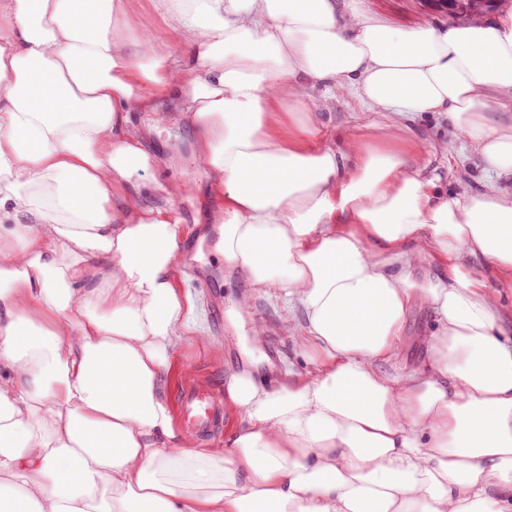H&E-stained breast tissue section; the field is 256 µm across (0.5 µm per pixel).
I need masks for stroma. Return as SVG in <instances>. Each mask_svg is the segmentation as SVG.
Wrapping results in <instances>:
<instances>
[{
  "mask_svg": "<svg viewBox=\"0 0 512 512\" xmlns=\"http://www.w3.org/2000/svg\"><path fill=\"white\" fill-rule=\"evenodd\" d=\"M355 9L378 16L398 28L414 27L426 22L448 23L447 10L434 9L430 0H352ZM132 125L141 131L146 145L158 159L157 168L138 173L136 182L142 189L144 199L159 203L154 190L159 181H183L191 186L188 196L178 200L182 216L184 239H192L201 231L204 214L211 205V190L195 164L196 139L192 127L186 125L178 112H170L164 123H155L152 113L134 111L130 114ZM325 123L320 136L328 144L343 148L347 136L353 132L357 113L344 96L330 101L323 115ZM415 129L426 139L447 137L448 157L444 164L448 168L449 194L462 196L482 190L488 174L478 155L464 149L460 139L448 137V123L435 113H427L414 122ZM213 280L219 286L212 294L224 308V333L210 332L201 309H194L192 326L205 335L206 345L188 343L180 347L170 361V375L167 386L169 399H176L181 387L205 381L216 389H223L225 380L231 374L246 372L266 384H276L287 374L311 375L318 369L321 359L315 351L304 352L295 342L280 331L284 319L304 323L305 318L299 307L288 306L281 292L271 288H249L246 280L238 273L225 269L218 257H211L207 263ZM250 295L251 304L246 312H239L238 301L243 295ZM264 331L261 343H253L254 328ZM434 329V319L423 306H414L409 312L403 329V345L397 358L385 362L383 371L402 376L426 366L431 351L424 343V336ZM279 349V363H271L267 353Z\"/></svg>",
  "mask_w": 512,
  "mask_h": 512,
  "instance_id": "35a3bbf8",
  "label": "stroma"
}]
</instances>
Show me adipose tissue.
Here are the masks:
<instances>
[{"label": "adipose tissue", "instance_id": "adipose-tissue-1", "mask_svg": "<svg viewBox=\"0 0 512 512\" xmlns=\"http://www.w3.org/2000/svg\"><path fill=\"white\" fill-rule=\"evenodd\" d=\"M0 0V512H512V338L472 258L512 275V12L396 28L344 0ZM344 93L373 121L320 142ZM196 132L226 269L279 290L323 359L224 393L223 449L175 430L172 354L203 343L173 279L187 184L145 203L133 111ZM495 176L449 196L415 117ZM437 263L436 275L418 270ZM429 365L394 377L414 304ZM138 15L141 22V33L148 37H158L164 34V26L159 13L150 1H138Z\"/></svg>", "mask_w": 512, "mask_h": 512}]
</instances>
